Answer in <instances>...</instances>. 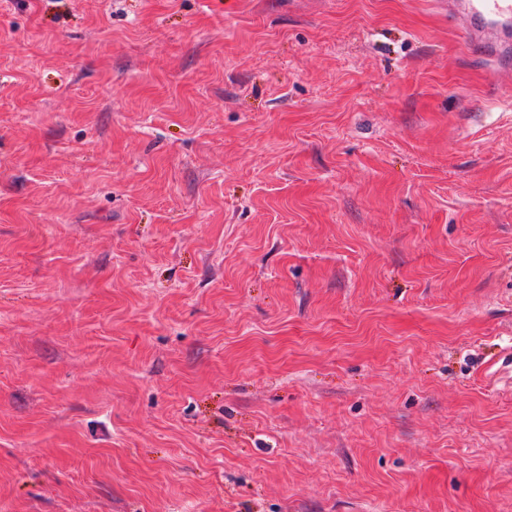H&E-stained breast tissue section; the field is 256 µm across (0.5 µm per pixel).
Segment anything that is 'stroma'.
Here are the masks:
<instances>
[{
  "instance_id": "1",
  "label": "stroma",
  "mask_w": 512,
  "mask_h": 512,
  "mask_svg": "<svg viewBox=\"0 0 512 512\" xmlns=\"http://www.w3.org/2000/svg\"><path fill=\"white\" fill-rule=\"evenodd\" d=\"M437 0H0V512H512V58Z\"/></svg>"
}]
</instances>
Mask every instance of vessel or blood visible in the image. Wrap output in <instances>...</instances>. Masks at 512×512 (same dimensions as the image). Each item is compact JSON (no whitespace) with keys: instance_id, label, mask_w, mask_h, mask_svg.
Instances as JSON below:
<instances>
[{"instance_id":"obj_1","label":"vessel or blood","mask_w":512,"mask_h":512,"mask_svg":"<svg viewBox=\"0 0 512 512\" xmlns=\"http://www.w3.org/2000/svg\"><path fill=\"white\" fill-rule=\"evenodd\" d=\"M445 10L464 15L468 21L466 40L480 50H507L512 42L502 39L512 26V0H445Z\"/></svg>"}]
</instances>
